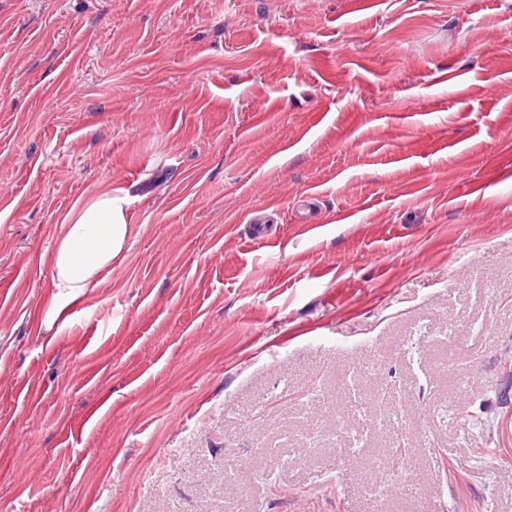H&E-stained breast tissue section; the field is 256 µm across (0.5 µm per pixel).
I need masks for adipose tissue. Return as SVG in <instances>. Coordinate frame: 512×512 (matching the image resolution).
Returning a JSON list of instances; mask_svg holds the SVG:
<instances>
[{
  "mask_svg": "<svg viewBox=\"0 0 512 512\" xmlns=\"http://www.w3.org/2000/svg\"><path fill=\"white\" fill-rule=\"evenodd\" d=\"M129 198L105 191L76 203L64 218L52 260V285L60 304L80 297L98 272L121 256L130 234Z\"/></svg>",
  "mask_w": 512,
  "mask_h": 512,
  "instance_id": "adipose-tissue-1",
  "label": "adipose tissue"
}]
</instances>
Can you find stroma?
Here are the masks:
<instances>
[{
  "label": "stroma",
  "mask_w": 512,
  "mask_h": 512,
  "mask_svg": "<svg viewBox=\"0 0 512 512\" xmlns=\"http://www.w3.org/2000/svg\"><path fill=\"white\" fill-rule=\"evenodd\" d=\"M0 286V512H512V0H0ZM128 205L122 191L108 190L77 202L65 216L52 260V285L61 306L80 297L123 253L130 234Z\"/></svg>",
  "instance_id": "obj_1"
}]
</instances>
